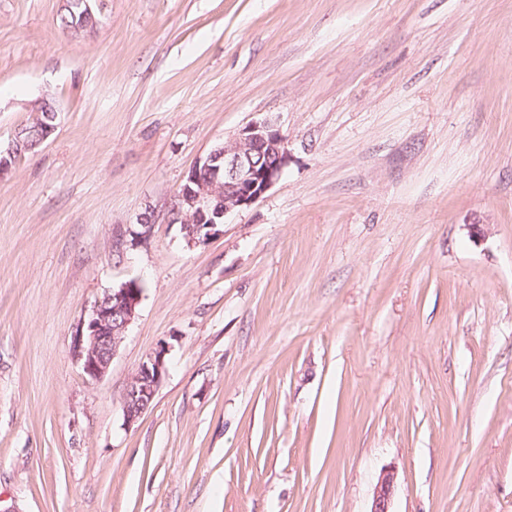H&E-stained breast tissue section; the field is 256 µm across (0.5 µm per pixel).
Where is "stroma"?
Returning <instances> with one entry per match:
<instances>
[{
	"label": "stroma",
	"mask_w": 512,
	"mask_h": 512,
	"mask_svg": "<svg viewBox=\"0 0 512 512\" xmlns=\"http://www.w3.org/2000/svg\"><path fill=\"white\" fill-rule=\"evenodd\" d=\"M61 5L0 0V144L57 108L0 180V507L367 512L392 467L393 512H512V0H103L77 38ZM266 117L282 176L188 244L189 171ZM142 288L132 281L113 288L99 298L87 317L78 323L73 337V352L83 373L98 381L108 371L126 329L136 314ZM170 346L162 342L139 364L131 377L123 399L127 423L136 422L152 403L157 389L167 372Z\"/></svg>",
	"instance_id": "1"
}]
</instances>
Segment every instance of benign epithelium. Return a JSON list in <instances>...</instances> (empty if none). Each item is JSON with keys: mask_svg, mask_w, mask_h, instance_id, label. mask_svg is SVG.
I'll list each match as a JSON object with an SVG mask.
<instances>
[{"mask_svg": "<svg viewBox=\"0 0 512 512\" xmlns=\"http://www.w3.org/2000/svg\"><path fill=\"white\" fill-rule=\"evenodd\" d=\"M54 127H44L30 141L22 138L25 126L14 130L6 147H0V177L21 155L41 146ZM287 152L277 120L265 117L243 129L230 141L214 147L190 170L187 181L173 205L170 217L182 221L181 230L191 244L207 241L214 235L216 219L237 208L257 202L280 178ZM216 219H209V216ZM142 288L136 281L98 299L87 317L80 320L73 337V352L83 373L98 381L108 371L126 329L136 314ZM170 346L162 342L139 364L123 399L128 424H133L152 403L167 372ZM397 473L392 467L382 470L374 488L368 512H392Z\"/></svg>", "mask_w": 512, "mask_h": 512, "instance_id": "obj_1", "label": "benign epithelium"}]
</instances>
